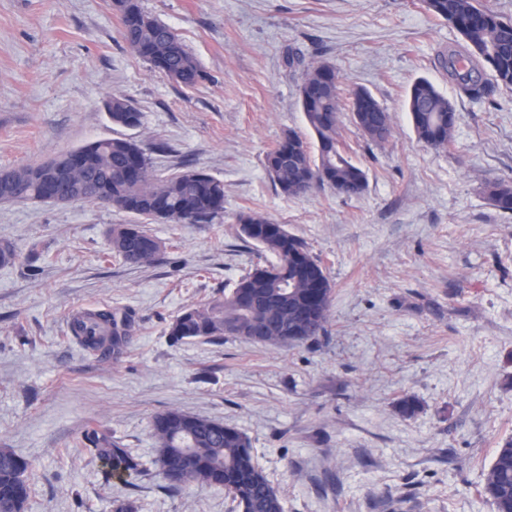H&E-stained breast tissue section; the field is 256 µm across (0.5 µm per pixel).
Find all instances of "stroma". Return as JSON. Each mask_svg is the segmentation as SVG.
<instances>
[{
	"instance_id": "35a3bbf8",
	"label": "stroma",
	"mask_w": 512,
	"mask_h": 512,
	"mask_svg": "<svg viewBox=\"0 0 512 512\" xmlns=\"http://www.w3.org/2000/svg\"><path fill=\"white\" fill-rule=\"evenodd\" d=\"M174 29L204 77L173 81L120 37L112 0H0V168L42 163L106 138L135 140L157 173L192 164L224 183L209 224L150 223L159 263L108 252V229L137 218L102 203L0 202V244L42 255L0 265V447L33 464L26 512H232L218 487L172 494L152 468L153 417L182 411L247 434L284 512H495L482 493L512 437V214L487 183L512 180V93L460 95L434 63L454 42L420 0H140ZM299 65L289 66V57ZM325 63L340 93L362 87L392 116L368 143L341 136L367 175L346 197H288L266 156L284 133L313 141L302 65ZM428 78L453 104L455 141L421 144L404 101ZM122 97L143 123H112ZM258 212L319 257L333 295L328 332L271 347L227 338L173 343V319L218 296L264 258L239 232ZM109 305L135 319L131 346L97 361L74 316ZM415 398L404 418L397 403ZM111 428L146 472L105 487L79 445Z\"/></svg>"
}]
</instances>
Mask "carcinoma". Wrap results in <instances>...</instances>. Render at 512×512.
I'll return each instance as SVG.
<instances>
[{"mask_svg":"<svg viewBox=\"0 0 512 512\" xmlns=\"http://www.w3.org/2000/svg\"><path fill=\"white\" fill-rule=\"evenodd\" d=\"M426 9L454 28L459 39L438 56L448 81L471 99L500 89L512 92V22L484 7L480 0H424ZM122 19L121 38L131 51L171 79L192 85L203 77L196 58L169 26L146 14L138 0H112ZM340 78L328 64L301 73V106L316 143L310 149L294 131L286 133L266 156V170L280 191L299 196L314 185H327L353 197L366 188L365 171L348 157L340 141ZM405 106L419 142L446 150L454 142L455 109L427 78H418ZM353 123L364 138L382 146L392 135L381 120L384 107L366 89L354 91L349 103ZM115 125L136 128L143 114L129 101H108ZM75 182L86 184L113 208L154 222L209 224L224 212V182L185 165L156 175L148 157L134 141L109 138L69 151ZM44 164L18 168L15 195L41 197L38 180ZM492 204L512 213V182L486 185ZM240 233L271 258L256 264L224 294L184 310L173 320L169 336L175 343L220 342L236 338L269 346H291L326 332L332 285L321 261L282 224L259 213L239 216ZM112 254L131 265L161 260V242L143 224H118L109 229ZM131 318L126 312L100 309L84 312L72 322V336L103 360L127 347ZM156 441V476L172 493L189 487L218 486L232 497L235 512H284L281 498L256 463L251 441L241 431L215 419L170 409L152 422ZM92 459L104 467L106 480H127L146 472L112 430L97 423L80 440ZM33 464L11 448H0V512H25ZM482 493L496 512H512V437L496 449Z\"/></svg>","mask_w":512,"mask_h":512,"instance_id":"cac0c4a2","label":"carcinoma"}]
</instances>
